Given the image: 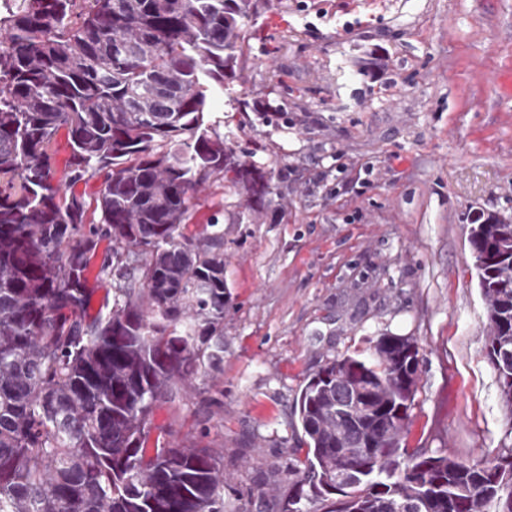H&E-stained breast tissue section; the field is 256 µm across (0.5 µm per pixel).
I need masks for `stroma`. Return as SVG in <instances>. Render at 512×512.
I'll return each instance as SVG.
<instances>
[{"label": "stroma", "instance_id": "obj_1", "mask_svg": "<svg viewBox=\"0 0 512 512\" xmlns=\"http://www.w3.org/2000/svg\"><path fill=\"white\" fill-rule=\"evenodd\" d=\"M209 121L266 170L252 212L222 176L188 233L224 235V363L156 411L160 441L223 450L226 502L267 512L305 456L306 379L381 336L419 344L404 448L512 453L470 220L512 223V0H261Z\"/></svg>", "mask_w": 512, "mask_h": 512}]
</instances>
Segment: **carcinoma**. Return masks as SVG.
Here are the masks:
<instances>
[{
    "instance_id": "obj_1",
    "label": "carcinoma",
    "mask_w": 512,
    "mask_h": 512,
    "mask_svg": "<svg viewBox=\"0 0 512 512\" xmlns=\"http://www.w3.org/2000/svg\"><path fill=\"white\" fill-rule=\"evenodd\" d=\"M259 0H14L0 13V512H224V453L147 447L156 410L224 361V253L218 222L184 234L188 193L209 176L261 211L271 176L206 124L208 97L239 78ZM71 149L55 178L60 130ZM103 171L100 224L65 187ZM506 224L471 223L470 244ZM141 270L95 314L88 267ZM486 355L512 410V248L477 269ZM337 358L303 386L296 411L304 477L273 498L321 512H512V453L466 464L400 448L418 388V342ZM371 387L395 446L351 448L336 380ZM352 470L356 483L336 484Z\"/></svg>"
}]
</instances>
